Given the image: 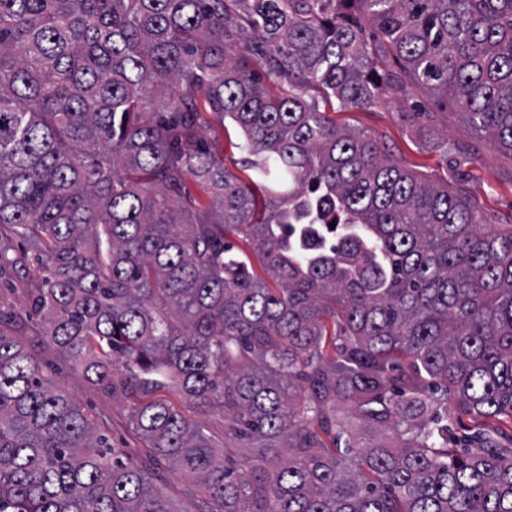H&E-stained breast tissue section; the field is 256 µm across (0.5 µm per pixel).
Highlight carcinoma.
<instances>
[{"label": "carcinoma", "mask_w": 512, "mask_h": 512, "mask_svg": "<svg viewBox=\"0 0 512 512\" xmlns=\"http://www.w3.org/2000/svg\"><path fill=\"white\" fill-rule=\"evenodd\" d=\"M417 88L512 155V0H0V239L39 265L26 320L131 403L200 512H512V224L321 108ZM207 114L242 130L248 180ZM16 319L0 512H176ZM450 398L484 449L448 446ZM179 401L224 413V448ZM209 121V127L206 129L205 138L212 151L219 155L224 154V163L228 166L230 171L236 176L247 180L248 171H243L240 164L235 165L234 162H239L242 154L232 147V143H237L240 137L239 132L226 120L224 128L222 124L212 115H205Z\"/></svg>", "instance_id": "obj_1"}]
</instances>
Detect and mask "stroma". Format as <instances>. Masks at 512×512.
<instances>
[{"instance_id":"1","label":"stroma","mask_w":512,"mask_h":512,"mask_svg":"<svg viewBox=\"0 0 512 512\" xmlns=\"http://www.w3.org/2000/svg\"><path fill=\"white\" fill-rule=\"evenodd\" d=\"M337 124L379 139L387 154L412 169L425 182L448 187L475 205L487 224H512V156L495 149L472 128L452 101L414 92L391 98L370 109L334 112ZM240 137L232 125L210 118L205 138L212 151L223 155L236 176H243ZM16 340L33 355L55 385L77 402L96 429L106 433L126 459L139 463L150 450L130 421V406L84 381L42 329L15 326ZM152 482L178 512H198L199 501L184 491L186 479L169 466L154 470Z\"/></svg>"}]
</instances>
